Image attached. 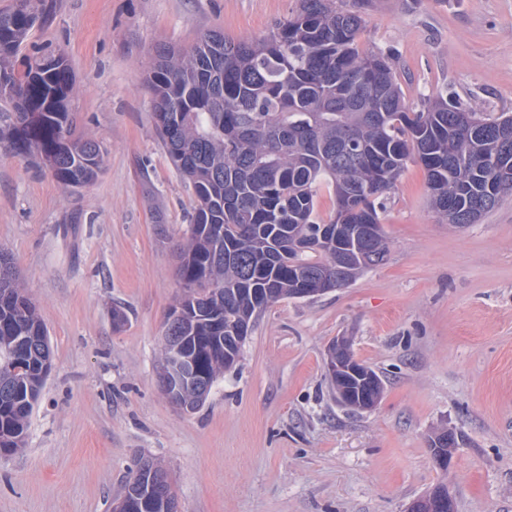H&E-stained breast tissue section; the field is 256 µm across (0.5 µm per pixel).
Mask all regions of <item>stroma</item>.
Instances as JSON below:
<instances>
[{"label":"stroma","mask_w":512,"mask_h":512,"mask_svg":"<svg viewBox=\"0 0 512 512\" xmlns=\"http://www.w3.org/2000/svg\"><path fill=\"white\" fill-rule=\"evenodd\" d=\"M43 4L22 53L64 52L75 131L107 155L70 190L0 152V249L53 353L25 447L0 456V512H111L144 456L167 469L179 512H407L443 481L457 512H512V198L456 228L409 164L379 213L385 263L271 304L236 368L184 412L157 370L194 193L156 130L145 64L211 30L262 38L298 0ZM358 42L392 55L410 104L444 91L512 115V0H374ZM339 336L383 382L373 409L334 398L324 365ZM445 429L443 472L429 440Z\"/></svg>","instance_id":"1"}]
</instances>
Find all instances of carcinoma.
<instances>
[{
  "instance_id": "obj_1",
  "label": "carcinoma",
  "mask_w": 512,
  "mask_h": 512,
  "mask_svg": "<svg viewBox=\"0 0 512 512\" xmlns=\"http://www.w3.org/2000/svg\"><path fill=\"white\" fill-rule=\"evenodd\" d=\"M38 0L0 11V98L11 110L0 124V150L20 159L54 162L67 188L94 182L105 149L74 135L68 103L75 81L66 59L17 56L40 19ZM343 0H298L296 12L262 39H230L210 31L190 49L162 47L150 57L146 81L154 119L195 201L187 242L177 250L184 288L173 306L174 331L195 375L208 383L238 356L232 330L261 312L253 288L273 300L294 297L300 279L327 274L344 287L387 260L384 234L367 235L408 164L426 174L430 206L445 224H473L512 197V115L481 110L441 95L415 109L406 101L392 60L361 51L364 10ZM476 119L489 133L470 135ZM332 185L333 216L317 214L322 183ZM324 235L300 251L294 237ZM344 246L342 265L333 255ZM17 371L0 370V456L22 447L28 417L52 361L47 331L0 251V355ZM121 496L128 512H169L171 484L146 495L166 474L149 458Z\"/></svg>"
}]
</instances>
